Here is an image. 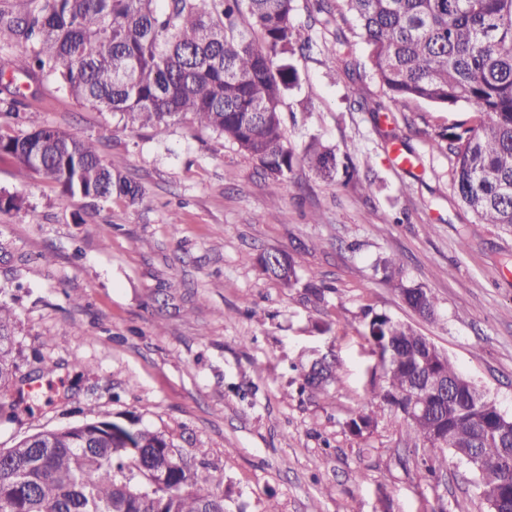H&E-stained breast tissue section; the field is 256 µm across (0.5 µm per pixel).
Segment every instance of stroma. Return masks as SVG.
Instances as JSON below:
<instances>
[{
  "label": "stroma",
  "mask_w": 512,
  "mask_h": 512,
  "mask_svg": "<svg viewBox=\"0 0 512 512\" xmlns=\"http://www.w3.org/2000/svg\"><path fill=\"white\" fill-rule=\"evenodd\" d=\"M296 4L288 141L316 136L349 155L373 194L298 165L274 204L256 163L192 115L142 128L56 82L21 84L24 111L97 139L143 197L65 196L0 156V190L25 199L0 213V292L16 312V363L36 375L38 395L19 422L0 424V448L100 414L132 417L207 463L225 512H490L468 466L451 456L434 467L401 413L377 409L359 437L347 427L377 368L357 331L368 309L428 336L512 417V231L476 222L432 147L439 125L467 110L396 109L356 36L354 76L331 69L332 27ZM353 81L364 105L348 96ZM396 150L413 164L399 167ZM274 250L292 255L294 285L258 265ZM392 254L434 294L436 322L376 275ZM311 278L326 287L318 307L303 298ZM324 355L337 381L300 391L303 367Z\"/></svg>",
  "instance_id": "obj_1"
}]
</instances>
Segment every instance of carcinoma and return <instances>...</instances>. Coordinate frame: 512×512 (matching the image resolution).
<instances>
[{"label": "carcinoma", "instance_id": "1", "mask_svg": "<svg viewBox=\"0 0 512 512\" xmlns=\"http://www.w3.org/2000/svg\"><path fill=\"white\" fill-rule=\"evenodd\" d=\"M310 2L324 25L338 22L332 67L354 71L344 29L352 20L372 76L395 106L421 100L474 114L472 124L445 126L433 146L448 153L454 192L477 222L511 229L512 0ZM295 11V0H4L0 46H23L29 77L53 79L101 112L151 127L192 114L258 165L276 203L299 160L323 181L349 182L356 173L348 156L316 136L299 155L288 145L281 104L298 85ZM244 16L260 39L240 30ZM25 122V134L0 133V156L22 170L96 202L143 196L91 139L45 126L34 112ZM258 263L284 284L295 281L285 251L263 253ZM375 272L408 308L437 320L433 293L405 278L400 257L380 259ZM13 319L0 300L1 386L17 380ZM361 335L381 375L353 411L350 431L362 435L376 423L375 408H394L436 462L448 452L462 461L476 453L484 469L470 471L490 509L512 512V420L498 418L495 402L410 324L369 310ZM430 373L448 380V396L412 412L415 387ZM336 379L335 362L316 360L301 389ZM0 512H224V496L164 435L101 416L0 448Z\"/></svg>", "mask_w": 512, "mask_h": 512}]
</instances>
